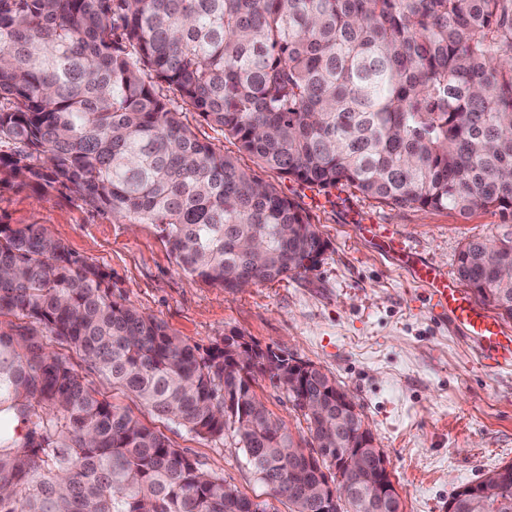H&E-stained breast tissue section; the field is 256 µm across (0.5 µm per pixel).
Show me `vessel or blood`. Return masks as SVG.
<instances>
[{
  "label": "vessel or blood",
  "mask_w": 512,
  "mask_h": 512,
  "mask_svg": "<svg viewBox=\"0 0 512 512\" xmlns=\"http://www.w3.org/2000/svg\"><path fill=\"white\" fill-rule=\"evenodd\" d=\"M367 231L382 253L404 263L412 280L426 288L433 312L447 317L451 326L475 339L484 366H512V331L452 283L446 273L431 263L410 259L401 238L387 225L371 224Z\"/></svg>",
  "instance_id": "obj_1"
}]
</instances>
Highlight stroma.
<instances>
[{
  "mask_svg": "<svg viewBox=\"0 0 512 512\" xmlns=\"http://www.w3.org/2000/svg\"><path fill=\"white\" fill-rule=\"evenodd\" d=\"M185 121L202 138L238 155L240 164L296 202L331 248L306 275L236 292L181 271L155 225L129 224L60 193L37 199L15 182L0 187V224H41L73 253L111 276L113 298L163 321L189 343L208 349L238 334L320 366L348 390L387 457L403 512H448V500L487 472L512 463V368L482 365L470 339L434 318L425 289L380 254L361 227L385 224L407 253L457 275L463 245L492 237L493 210L394 208L340 185L321 190L255 168L233 140L195 113ZM114 405L130 411L186 449L201 470L224 478L255 501L270 490L247 465L231 435L203 438L155 418L133 396L114 390L75 351L51 343ZM257 396L294 439L307 423L287 393L257 376Z\"/></svg>",
  "mask_w": 512,
  "mask_h": 512,
  "instance_id": "35a3bbf8",
  "label": "stroma"
}]
</instances>
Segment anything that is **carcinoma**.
<instances>
[{"label": "carcinoma", "mask_w": 512, "mask_h": 512, "mask_svg": "<svg viewBox=\"0 0 512 512\" xmlns=\"http://www.w3.org/2000/svg\"><path fill=\"white\" fill-rule=\"evenodd\" d=\"M196 112L257 166L388 205L512 217V0H0V185L154 224L185 273L235 291L308 273L330 248L302 210L182 121ZM458 274L512 320V229L467 242ZM52 336L203 438L229 432L290 512L320 477L253 389L286 360L205 352L112 298L108 274L41 224H0V512H267L100 397ZM319 466L345 467L292 395ZM356 493L341 512H377ZM489 512H512V481Z\"/></svg>", "instance_id": "obj_1"}]
</instances>
